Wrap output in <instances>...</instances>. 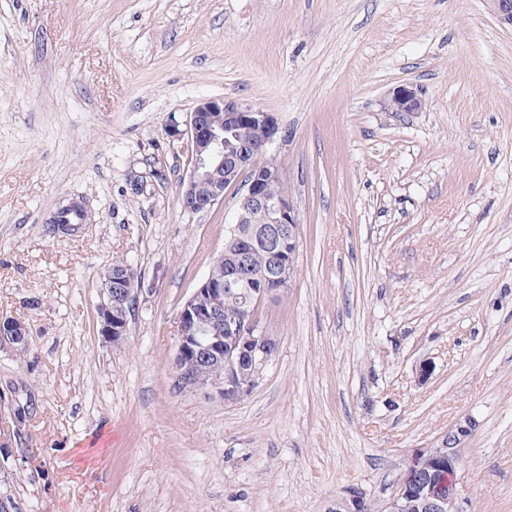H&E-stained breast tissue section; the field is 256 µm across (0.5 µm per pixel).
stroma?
I'll use <instances>...</instances> for the list:
<instances>
[{"instance_id":"35a3bbf8","label":"stroma","mask_w":512,"mask_h":512,"mask_svg":"<svg viewBox=\"0 0 512 512\" xmlns=\"http://www.w3.org/2000/svg\"><path fill=\"white\" fill-rule=\"evenodd\" d=\"M423 102L389 112L399 86ZM273 113L300 237L259 310L279 351L227 404L179 386L175 317L237 199L190 215L186 121ZM141 191H133V182ZM82 200L86 224L49 233ZM133 266L129 334L102 276ZM0 495L14 512H384L411 454L472 421L471 512H512V30L485 0H0ZM81 209L85 212L84 205L80 200L69 199L66 203L59 204L55 208L45 224H50V232L54 233V224H59L65 231H71L76 224L69 220L71 215H80ZM53 221V223H51ZM134 272L130 265L125 264L119 269L110 268L103 276L106 301L98 309L100 330L112 343L125 339L129 332L130 311L138 282ZM0 346L12 347V342L24 341L18 344V350L24 351L28 343L27 326L21 317H0ZM372 503L367 499L366 493L360 488H350L345 495L336 501L334 512H368L372 511Z\"/></svg>"}]
</instances>
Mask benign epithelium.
I'll return each instance as SVG.
<instances>
[{"label": "benign epithelium", "mask_w": 512, "mask_h": 512, "mask_svg": "<svg viewBox=\"0 0 512 512\" xmlns=\"http://www.w3.org/2000/svg\"><path fill=\"white\" fill-rule=\"evenodd\" d=\"M488 9L503 25L512 27V0H486ZM422 100L406 86L387 99L390 112H417ZM260 134V143L250 138ZM280 131L276 117L253 105L224 98L200 101L187 121L191 145L189 173L183 180L179 202L184 212L199 214L224 201V190L241 188L237 226L255 224L247 240L238 242V260L224 268V255L212 263L206 277L175 317L177 327L174 365L184 387L205 389L234 403L250 393L275 360L279 342L261 322L259 308L282 297L296 268L300 224L284 177L267 157ZM84 205L70 199L57 206L48 221L72 230L71 215ZM267 251L271 261L261 271L252 269L248 255L254 247ZM138 277L126 264L103 276L106 301L100 304V330L115 342L126 338ZM241 298L242 307L224 312V295ZM28 341L20 317H0V346ZM472 423L459 424L439 437L431 448H420L408 460L386 512H470L460 482L461 448ZM371 502L360 488H350L336 500L334 512H370Z\"/></svg>", "instance_id": "benign-epithelium-1"}]
</instances>
